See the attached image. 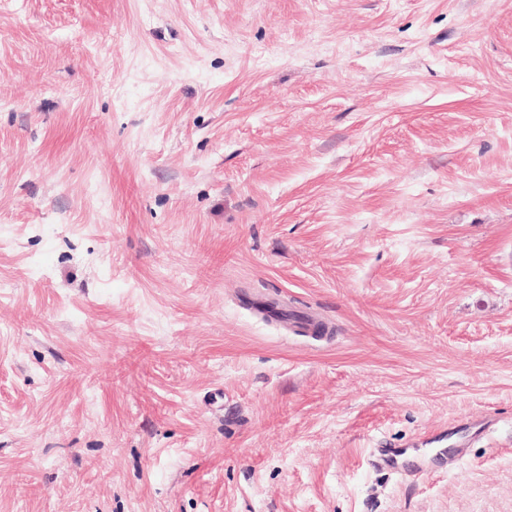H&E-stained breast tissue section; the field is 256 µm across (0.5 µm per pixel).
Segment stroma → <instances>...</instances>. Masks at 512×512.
Returning <instances> with one entry per match:
<instances>
[{"instance_id": "stroma-1", "label": "stroma", "mask_w": 512, "mask_h": 512, "mask_svg": "<svg viewBox=\"0 0 512 512\" xmlns=\"http://www.w3.org/2000/svg\"><path fill=\"white\" fill-rule=\"evenodd\" d=\"M0 512H512V0H0ZM410 448H375L373 456L378 465H385L391 469L403 471L407 477L420 479L425 475L432 474L427 468L419 467L413 470L403 468L404 457Z\"/></svg>"}]
</instances>
